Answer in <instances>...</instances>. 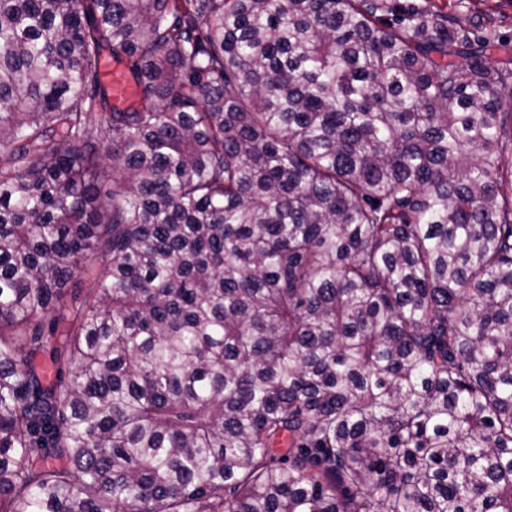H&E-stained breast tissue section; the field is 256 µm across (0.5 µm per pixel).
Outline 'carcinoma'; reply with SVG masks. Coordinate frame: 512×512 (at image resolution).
Instances as JSON below:
<instances>
[{"label": "carcinoma", "mask_w": 512, "mask_h": 512, "mask_svg": "<svg viewBox=\"0 0 512 512\" xmlns=\"http://www.w3.org/2000/svg\"><path fill=\"white\" fill-rule=\"evenodd\" d=\"M0 512H512L491 19L0 0ZM104 76L112 91L114 105H125L132 102L138 93L137 86L125 75L122 67L115 61L104 63Z\"/></svg>", "instance_id": "carcinoma-1"}]
</instances>
